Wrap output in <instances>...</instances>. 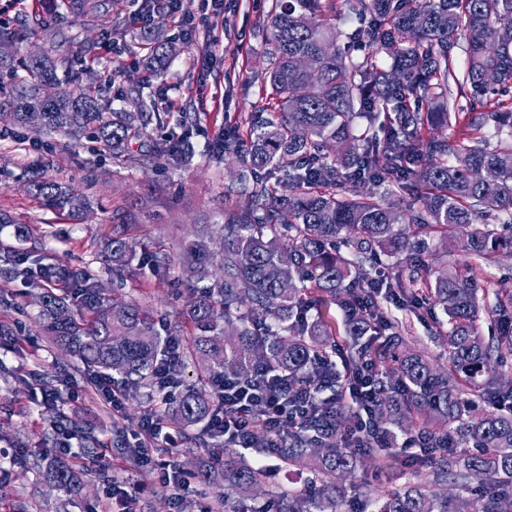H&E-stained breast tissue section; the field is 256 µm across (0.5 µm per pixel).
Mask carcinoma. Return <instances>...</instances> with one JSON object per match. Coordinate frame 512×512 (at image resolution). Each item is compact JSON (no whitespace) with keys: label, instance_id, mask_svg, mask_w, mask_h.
<instances>
[{"label":"carcinoma","instance_id":"carcinoma-1","mask_svg":"<svg viewBox=\"0 0 512 512\" xmlns=\"http://www.w3.org/2000/svg\"><path fill=\"white\" fill-rule=\"evenodd\" d=\"M273 0L262 31L266 67L257 74L265 106L246 128L227 124L211 144L218 160L232 158L239 172L224 187L222 252L201 234L182 246L190 278L213 280L195 298L185 322L160 334L141 303L121 289L103 292L99 278L81 267L62 269L31 251L5 249L0 262L29 288L41 290L43 331L77 357L87 373L118 374L134 391L156 390L158 365L168 345H182V360L197 364L202 380L222 375L263 387L284 377L303 383L331 346L336 327L320 317L336 305L344 313L347 367L362 371L390 357L405 398L386 395L374 411L376 425L416 412L440 425L426 432L421 463H430L428 485L371 496L353 510L347 478L359 466L342 440L350 410L341 405L310 410L298 430L276 439L250 434L249 449L270 455L281 466L307 472L301 489L288 494L264 490L267 473L241 453L215 443L197 457L199 483L224 487L213 512L231 503L269 495L252 512H465L468 501L436 488L450 482L463 490L482 487L483 512H500L512 497V413L497 408L500 392L482 377L507 366L512 353V302H497L490 313L505 325L496 344L478 331V292L484 289L476 265L512 255V0ZM465 40L463 70L452 51ZM146 78L134 99L140 111L106 112L94 86L65 90V61L45 52L0 70L13 84L9 117L30 126L33 104L42 109L38 132L87 137L113 157L133 162L186 163L192 156L197 118L184 117L176 140L154 139L148 128L157 102L144 85L161 75L172 53L147 43ZM386 55L382 64L377 53ZM493 128L494 145L483 133ZM450 129L458 137L437 138ZM142 144V155H129ZM41 203L80 212L88 201L41 177L32 181ZM463 228L465 260L426 283L425 299L446 316L449 368L406 347L402 334L378 305L379 289L398 287L411 309L421 298L413 289L427 267L419 256L436 238H453ZM344 243L351 257L336 250ZM112 275L136 281L143 264L158 274L170 257L152 253L141 261L127 239H102ZM410 255L396 264L397 276L372 271L379 253ZM319 317L310 321L308 313ZM386 335L383 348L371 337ZM214 394L185 388L168 416L183 428L210 420ZM48 474L60 486L80 489L75 464L45 449Z\"/></svg>","mask_w":512,"mask_h":512}]
</instances>
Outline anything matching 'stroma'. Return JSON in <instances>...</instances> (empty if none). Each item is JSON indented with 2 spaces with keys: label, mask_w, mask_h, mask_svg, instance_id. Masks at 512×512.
Masks as SVG:
<instances>
[{
  "label": "stroma",
  "mask_w": 512,
  "mask_h": 512,
  "mask_svg": "<svg viewBox=\"0 0 512 512\" xmlns=\"http://www.w3.org/2000/svg\"><path fill=\"white\" fill-rule=\"evenodd\" d=\"M272 0H224L216 12L210 0H193L188 22L164 13L160 0H42L32 12L31 0H0V51L30 56L53 46L55 56L68 62L69 85L100 87L107 109L134 111L130 91L144 75L135 65L140 38L161 33L179 49L165 76L150 87L155 99H167L160 112L165 133L180 135L183 114H198L193 138L194 155L180 167L144 162L132 164L96 151L89 140L71 146L58 135L45 145L42 135L0 121V217L9 225L0 228V248L27 251L42 249L51 262L96 271L105 288L116 282L101 259V237L120 230L137 253L161 250L173 265L168 277L144 272L139 283L125 290L140 299L165 323L181 321L191 296L180 281L177 260L184 241L224 220V187L230 180V161L214 159L210 144L225 121H246L262 107L255 75L265 65L262 22ZM45 176L73 186L89 200V211L72 215L42 207L29 184ZM124 212L127 224L114 227V211ZM25 235H14L15 225ZM21 282L0 277V319L15 324L14 336L0 338V504L20 501L26 512H118L109 498L105 476L137 489V512H176L166 488L141 468H133L118 451L115 432L140 431L147 413L144 395L127 393L119 417L104 414L95 405L67 403L64 414L99 440L106 472L98 474L92 459L82 458L84 485L80 493L49 483L43 472L11 464L10 454H24L26 461L44 455L48 425L35 394L57 389L61 379L84 388L81 363L57 346L39 327L38 306L23 297ZM380 305L393 319L405 322L409 345L430 358L446 356L447 342L438 336L446 317L441 309L408 311L396 297L380 296ZM386 472H368V482L356 485L353 494L365 501L372 493L384 495L411 483H428L429 470L410 464L405 449Z\"/></svg>",
  "instance_id": "1"
}]
</instances>
